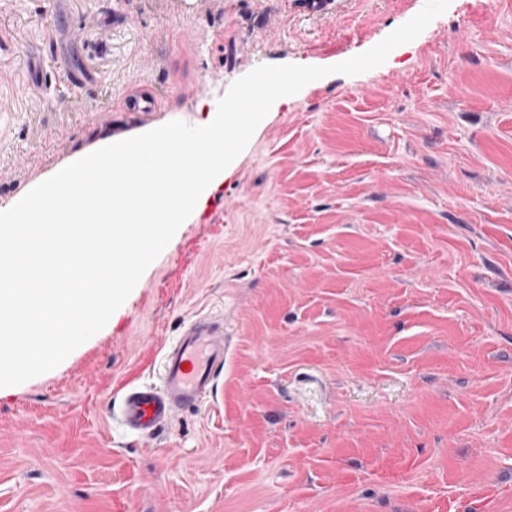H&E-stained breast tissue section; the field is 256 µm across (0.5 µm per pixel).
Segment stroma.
Masks as SVG:
<instances>
[{"label":"stroma","mask_w":512,"mask_h":512,"mask_svg":"<svg viewBox=\"0 0 512 512\" xmlns=\"http://www.w3.org/2000/svg\"><path fill=\"white\" fill-rule=\"evenodd\" d=\"M52 2L0 0V202L105 139L194 124L259 65L365 52L426 0ZM144 85L162 108L128 117ZM208 315L217 389L125 431V384L158 382ZM0 512H512V0H451L381 66L273 104L111 326L0 388Z\"/></svg>","instance_id":"35a3bbf8"}]
</instances>
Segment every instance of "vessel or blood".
Instances as JSON below:
<instances>
[{
  "label": "vessel or blood",
  "instance_id": "1",
  "mask_svg": "<svg viewBox=\"0 0 512 512\" xmlns=\"http://www.w3.org/2000/svg\"><path fill=\"white\" fill-rule=\"evenodd\" d=\"M160 105L149 87L131 89L125 109L148 114ZM227 343L223 321L202 316L191 321L162 355L159 385H133L124 393L121 421L125 429L140 436H153L179 412L197 406L215 388L224 370Z\"/></svg>",
  "mask_w": 512,
  "mask_h": 512
}]
</instances>
